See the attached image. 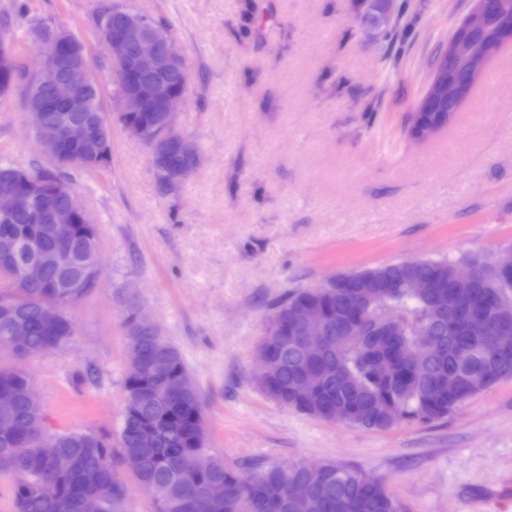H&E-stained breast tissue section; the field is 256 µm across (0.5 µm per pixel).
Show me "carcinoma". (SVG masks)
<instances>
[{
  "label": "carcinoma",
  "instance_id": "obj_1",
  "mask_svg": "<svg viewBox=\"0 0 512 512\" xmlns=\"http://www.w3.org/2000/svg\"><path fill=\"white\" fill-rule=\"evenodd\" d=\"M116 0H99L93 25L123 19L113 12ZM13 87L25 84L24 107L33 103L36 78L25 72L18 58L9 65ZM90 106L72 117L102 124L98 139L64 152L80 163L60 172L74 184L81 174L98 169L96 160L112 152V123L94 83L87 88ZM455 110L420 112L417 123L446 124ZM128 120L143 124L158 135L160 113L127 112ZM168 166L197 167L199 150L186 154L171 137ZM75 192L61 197L58 207L35 222L25 209L0 214V337L7 336L13 320L30 328L27 347L44 354L67 344L74 334L68 307L93 292L84 273V260L97 247L94 224L73 219ZM69 255L66 264L55 261ZM40 259L46 266L41 284L27 282L20 273L25 260ZM472 271L468 281L455 279L456 265L424 259L342 273L320 288H298L276 305L259 347L271 357L270 369L253 382L269 400L320 420L342 409L347 424L385 431L402 421L428 422L448 413L512 378V345L496 347L493 334L470 333L468 320L479 315L494 326L503 314L502 301L512 297V277L498 276L492 267L472 258L462 262ZM424 277L433 287L418 295L408 288ZM450 291L457 305L448 311L436 306L437 295ZM308 305L322 314L314 330L325 336L322 356L312 361L302 346L308 328L294 313ZM127 344L123 384L124 410L117 437L95 436L82 429L49 432L41 418L25 408L34 387L19 363H0V387L15 389L17 407L0 418V475L12 479L14 512H82L86 497L97 496L104 512H127L129 490L115 473L114 457H136L142 469L131 474L147 486L153 512H295L291 487L310 488L307 512H403L400 501L382 483L369 484L362 472L331 461L313 460L271 465L262 469L232 467L212 458L208 472L194 469V455L206 448L205 406L198 384L181 353L171 344L135 326L128 314L137 302L122 303ZM393 312L401 319L390 328L381 316ZM162 357L170 369L154 374L149 361ZM318 376L316 395L298 396L300 377ZM39 436L54 438L57 452L51 459L33 453ZM224 484V500L214 501L209 487Z\"/></svg>",
  "mask_w": 512,
  "mask_h": 512
}]
</instances>
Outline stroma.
<instances>
[{"instance_id":"obj_1","label":"stroma","mask_w":512,"mask_h":512,"mask_svg":"<svg viewBox=\"0 0 512 512\" xmlns=\"http://www.w3.org/2000/svg\"><path fill=\"white\" fill-rule=\"evenodd\" d=\"M164 18L190 76L178 128L200 164L156 189L147 147L112 127V163L75 183L99 233L101 281L69 306L76 332L24 366L49 431L116 434L123 407L122 301L135 296L177 348L206 402L207 446L258 466L332 461L385 482L405 512H512V379L429 423L372 431L283 407L253 383L256 348L287 291L390 262L512 248V41L454 121L410 140L431 59L471 0H405L401 52L363 19L372 0H129ZM96 0H0L37 64L30 22L86 42L113 112L112 66L92 28ZM24 86L0 98V158L42 157ZM96 368L98 380L73 376Z\"/></svg>"}]
</instances>
